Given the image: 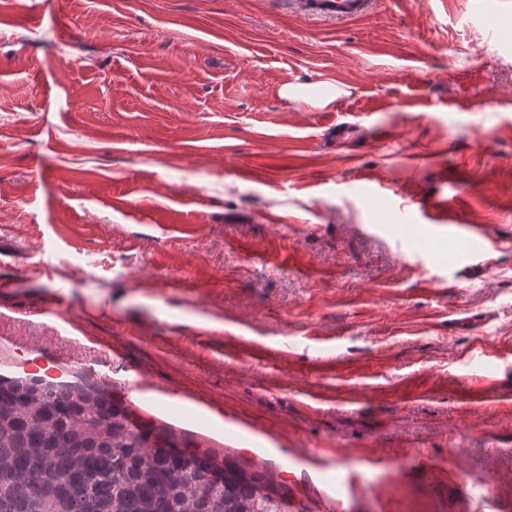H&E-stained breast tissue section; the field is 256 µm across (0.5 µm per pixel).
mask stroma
Returning a JSON list of instances; mask_svg holds the SVG:
<instances>
[{
    "instance_id": "stroma-1",
    "label": "stroma",
    "mask_w": 512,
    "mask_h": 512,
    "mask_svg": "<svg viewBox=\"0 0 512 512\" xmlns=\"http://www.w3.org/2000/svg\"><path fill=\"white\" fill-rule=\"evenodd\" d=\"M33 355L308 512H512V0H0ZM313 15L327 16L336 20H353L367 10L368 0H311L301 1Z\"/></svg>"
}]
</instances>
